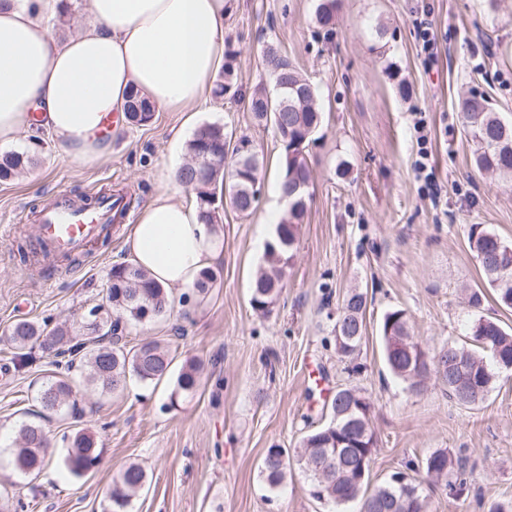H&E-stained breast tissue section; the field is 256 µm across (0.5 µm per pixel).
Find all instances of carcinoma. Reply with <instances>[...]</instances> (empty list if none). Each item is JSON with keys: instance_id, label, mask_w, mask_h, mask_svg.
<instances>
[{"instance_id": "1", "label": "carcinoma", "mask_w": 512, "mask_h": 512, "mask_svg": "<svg viewBox=\"0 0 512 512\" xmlns=\"http://www.w3.org/2000/svg\"><path fill=\"white\" fill-rule=\"evenodd\" d=\"M339 0H317L315 20L321 27L333 24ZM265 66L276 88L269 93L255 92L248 98L247 111L260 125L272 126L282 145L279 188L288 197V212L276 225V243L267 245L264 264L251 286V306L264 314L270 311L284 286L286 268L292 259L291 249L298 225L306 214V185L312 171L305 154L310 142L308 132L321 123V112L315 106L317 89L303 77L288 56L273 47L267 48ZM213 95L223 97L236 84L231 67L222 68ZM288 98L291 111L286 113L288 131L277 124L275 113L267 111L265 100ZM463 123L468 136L477 145L476 167L502 179H512V123L503 121L490 110L482 97H468L460 102ZM154 108L138 93L129 97L126 119L138 125L149 122ZM224 125L205 123L187 142V153L197 158L206 153L216 160L204 171L185 164L177 180L189 185L195 193L200 219L205 224L223 223L222 211L213 203V190L224 187L229 204L245 216L255 210V189L261 164L253 142L246 136L237 138L230 147ZM34 164L29 152L0 155V181L23 173ZM468 244L482 269L484 280L494 292L495 301L503 309H512V244L480 224L469 227ZM216 281L215 273L206 269L199 273L192 289L198 297H206ZM108 306H92L83 315L78 330L65 325L50 326L45 322L21 320L7 333L12 349V363L17 370L28 367L35 349H40L56 375L42 386L38 397L39 416L52 414L77 417L78 396L88 391L115 393L135 378L141 382L159 381L171 373L175 359L170 345L148 339L128 346L126 331L131 325L156 322L172 314L175 299L172 291L156 282L148 272L134 265L112 267L105 288ZM367 293L353 289L342 300L333 328L336 354L342 361L352 358L364 340L363 320ZM102 309L101 315L94 310ZM470 343H450L439 350L422 345L411 332L409 318L403 309L385 313L381 324V341L385 364L391 374L407 383L412 392L420 390L416 381L418 365L429 363L433 378L461 406L481 403L492 390L499 371L512 370V329L480 316L469 328ZM201 363L185 360L175 377L169 406L177 398L196 391L200 382ZM330 423L307 434L296 456L286 448H269L261 463L260 473L271 490L278 489L292 463H297L310 481L311 496L321 502L342 507L361 502L360 512H428V491L443 486L448 495L460 498L473 480L469 459L452 455L446 448L431 452L421 463L408 467L419 474L413 477L403 471L393 473L383 484L368 489L372 455L376 439L371 427V403L358 389L339 387L327 403ZM66 469L81 477L99 461L97 437L84 429L64 437ZM50 438L40 424L24 426L13 449L14 468L23 473L40 472L50 461ZM146 482L144 469L131 464L120 471L109 494V512H129L132 497Z\"/></svg>"}]
</instances>
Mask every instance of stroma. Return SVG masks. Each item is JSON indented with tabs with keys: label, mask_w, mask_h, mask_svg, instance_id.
Listing matches in <instances>:
<instances>
[{
	"label": "stroma",
	"mask_w": 512,
	"mask_h": 512,
	"mask_svg": "<svg viewBox=\"0 0 512 512\" xmlns=\"http://www.w3.org/2000/svg\"><path fill=\"white\" fill-rule=\"evenodd\" d=\"M314 4L233 0L224 19V62L235 71L236 94L207 96L190 123L184 113L161 110L144 125L125 126L111 152L88 164L43 135L35 165L0 182V332L22 319L75 327L87 308L104 303L112 266L127 262L130 224L162 186L177 188L197 126L218 122L233 136H248L262 162L256 211L245 217L224 210L209 295L127 330L133 345L170 341L176 364L190 356L203 361L192 396L169 406V379L86 394L78 418L44 421L52 462L23 476L11 465L12 449L21 427L35 420L51 367L40 356L15 371L0 342V512H107L112 482L132 462L147 478L130 512H327L301 469L272 492L259 466L266 449L295 451L306 434L328 424L323 400L340 385L361 389L372 403L371 485L445 448L469 458L475 479L459 499L436 489L430 512H484L486 504L512 500V374L501 373L486 399L468 408L432 381L413 393L387 370L380 333L384 314L395 308L406 310L415 336L432 350L464 343L477 314L512 327V311L493 295L476 311L463 295L483 284L468 245L470 225L512 242V182L476 169L459 107L476 94L512 122V0L494 10L486 0H340L329 31L317 26ZM423 13L437 40L429 67L417 54L413 26ZM270 46L314 83L322 123L306 150L313 197L285 285L263 314L250 305V285L264 262L260 239L278 190L281 144L272 126L253 122L244 101L256 87L273 85L263 65ZM419 112L442 188L437 208L414 171ZM342 162L349 167L343 177L336 172ZM61 191L74 198L124 195L129 214L114 224L108 245L89 244L79 263L60 258L47 272L21 261L17 244L34 212ZM353 287L367 291L368 304L351 368L330 338L336 306ZM77 426L102 443L98 465L80 478L62 464L63 437Z\"/></svg>",
	"instance_id": "obj_1"
}]
</instances>
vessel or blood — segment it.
Masks as SVG:
<instances>
[{
  "label": "vessel or blood",
  "mask_w": 512,
  "mask_h": 512,
  "mask_svg": "<svg viewBox=\"0 0 512 512\" xmlns=\"http://www.w3.org/2000/svg\"><path fill=\"white\" fill-rule=\"evenodd\" d=\"M121 208V202L108 199L97 210H82L61 194L39 214L35 236L52 253L76 254L104 232Z\"/></svg>",
  "instance_id": "b4317fda"
}]
</instances>
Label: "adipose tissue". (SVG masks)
Here are the masks:
<instances>
[{
  "label": "adipose tissue",
  "instance_id": "adipose-tissue-1",
  "mask_svg": "<svg viewBox=\"0 0 512 512\" xmlns=\"http://www.w3.org/2000/svg\"><path fill=\"white\" fill-rule=\"evenodd\" d=\"M57 0H0V143L41 128L76 162L108 154L104 120L130 92L156 109L204 100L224 59L230 0H87L90 24L57 40L43 17ZM131 263L167 288L190 290L219 254L218 232L178 190L159 191L126 238Z\"/></svg>",
  "mask_w": 512,
  "mask_h": 512
}]
</instances>
